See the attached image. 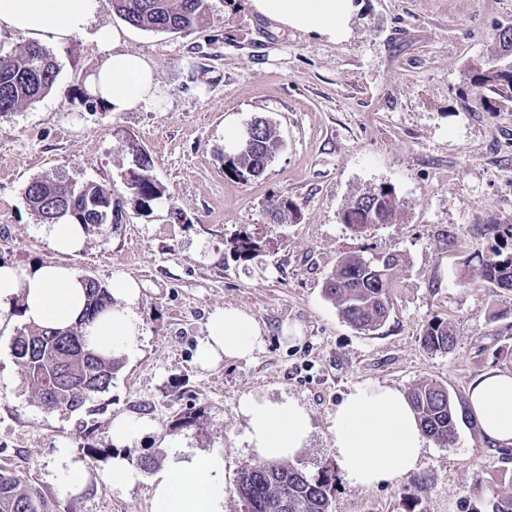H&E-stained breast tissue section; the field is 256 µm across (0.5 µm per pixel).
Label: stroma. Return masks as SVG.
Instances as JSON below:
<instances>
[{
    "mask_svg": "<svg viewBox=\"0 0 512 512\" xmlns=\"http://www.w3.org/2000/svg\"><path fill=\"white\" fill-rule=\"evenodd\" d=\"M512 24V0H363L350 39L334 43L279 28L247 0H210L202 25L186 33L128 27L126 47L156 69L160 105L129 112L88 107L86 79L103 62L90 34L48 43L58 73L34 105L0 115V260L64 261L111 284L141 287L142 349L111 386L78 411H46L0 332V468L23 475L55 512H150L153 471L174 446L224 452V512H242L239 472L256 465L238 411L245 395L298 399L313 426L295 460L307 475L334 463L330 416L359 385L410 391L444 384L465 399L492 370H512V294L462 281L488 255V225L512 222V104L489 112L470 82L476 61L500 53L495 33ZM271 122L281 149L264 175L224 174V129ZM137 142L166 193L148 215L126 210L121 224L90 230L81 252L60 256L39 232L24 196L36 177L96 181L126 199L123 179ZM391 186L396 223L359 235L341 221L361 193ZM285 197L293 214L273 223ZM262 250L239 259L240 237ZM399 253L406 265L387 321L364 332L342 318L323 286L344 255ZM236 307L259 322L253 356L201 367L197 345L215 309ZM448 320L453 349L430 352L421 336ZM299 338H291L292 330ZM193 413L196 425L181 427ZM148 418L153 434L113 445V419ZM89 474L83 490L54 489L60 444ZM134 479L116 491L115 453ZM512 478V451L492 448L475 422H460L453 445L431 444L417 470L375 489L337 480L330 512H471Z\"/></svg>",
    "mask_w": 512,
    "mask_h": 512,
    "instance_id": "stroma-1",
    "label": "stroma"
}]
</instances>
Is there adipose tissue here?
<instances>
[{"label":"adipose tissue","instance_id":"obj_1","mask_svg":"<svg viewBox=\"0 0 512 512\" xmlns=\"http://www.w3.org/2000/svg\"><path fill=\"white\" fill-rule=\"evenodd\" d=\"M99 0H0V34L21 33L37 40L62 42L92 33L105 59L89 86L112 112L154 106L158 100L152 66L123 50V30L95 27ZM250 9L281 28L313 33L332 42L348 41L360 9L358 0H249ZM141 291L126 275L115 278L110 310L86 324L91 345L116 357L141 350ZM85 307L82 276L56 262L0 264V324L13 311L24 323L65 327ZM262 343V329L249 313L233 308L212 312L198 346L203 366L226 358H247ZM246 420L244 438L258 459L287 461L308 448L312 425L297 399L243 396L238 404ZM485 441L512 445V372L480 375L470 386L464 407ZM336 466L349 486L370 489L416 470L428 440L406 394L379 385L354 387L337 405L330 426ZM224 454L171 449L153 478L152 512H224Z\"/></svg>","mask_w":512,"mask_h":512}]
</instances>
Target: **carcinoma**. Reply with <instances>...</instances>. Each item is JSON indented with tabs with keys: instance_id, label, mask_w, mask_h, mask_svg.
<instances>
[{
	"instance_id": "carcinoma-1",
	"label": "carcinoma",
	"mask_w": 512,
	"mask_h": 512,
	"mask_svg": "<svg viewBox=\"0 0 512 512\" xmlns=\"http://www.w3.org/2000/svg\"><path fill=\"white\" fill-rule=\"evenodd\" d=\"M112 7L133 27L157 32L182 33L193 30L206 17L208 0H112ZM502 61H477L470 65L471 83L485 88L490 96L484 108L492 112L500 104L512 103V74L497 72ZM57 65L45 47L28 43L18 54L0 53V114L15 112L43 98L52 88ZM251 141L240 137L235 152L224 154V175L248 182L263 175L281 143L273 127L264 119L255 120ZM133 157V179L127 184L124 201L112 198V188L87 181L73 183L63 178L37 177L25 188L26 202L41 224H57L68 217L85 230L106 224H119L125 206L139 212L152 210V204L165 193L153 175V160L134 144L128 145ZM391 201L378 200L379 190L368 191L348 206L341 217L355 233H364L375 224L397 221L400 201L390 189ZM239 256L257 257L260 238L246 235L236 246ZM405 265L399 254H389L382 263L354 254L340 258L323 288L342 317L353 327L373 331L385 322L392 308L395 288ZM469 277L478 278L512 292V252L492 251L479 262ZM87 305L79 322L66 327L39 328L26 325L12 338L11 350L28 385L38 400H47L44 409H82L93 395L112 383L122 360L105 356L92 347L83 325L112 304L108 289L98 280L86 282ZM453 330L448 321L428 323L423 347L431 352L453 347ZM427 435L441 446L457 439L458 412L448 387L434 382L417 383L408 395ZM335 467L326 465L310 477L302 470L280 462L259 463L241 471L236 492L243 512H330ZM0 512H53L40 490L21 475L0 470ZM488 512H512V493L496 491Z\"/></svg>"
}]
</instances>
